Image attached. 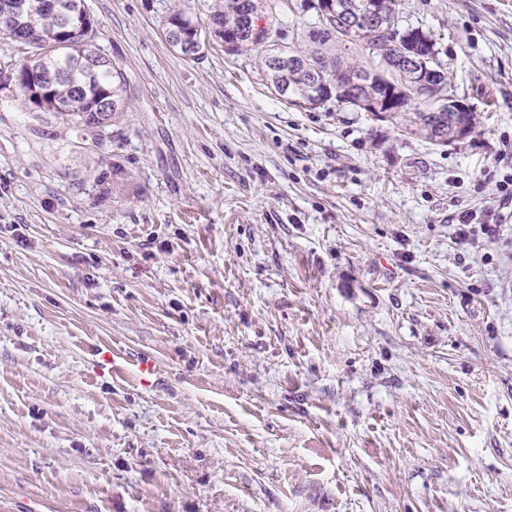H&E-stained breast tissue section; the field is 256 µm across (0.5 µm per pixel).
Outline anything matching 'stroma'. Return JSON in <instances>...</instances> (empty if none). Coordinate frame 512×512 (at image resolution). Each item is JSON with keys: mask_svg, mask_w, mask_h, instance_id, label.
Masks as SVG:
<instances>
[{"mask_svg": "<svg viewBox=\"0 0 512 512\" xmlns=\"http://www.w3.org/2000/svg\"><path fill=\"white\" fill-rule=\"evenodd\" d=\"M179 1L86 0L100 145L0 87V512H512V0H401L478 117L441 146L185 61Z\"/></svg>", "mask_w": 512, "mask_h": 512, "instance_id": "stroma-1", "label": "stroma"}]
</instances>
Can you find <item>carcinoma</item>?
<instances>
[{"label": "carcinoma", "instance_id": "carcinoma-1", "mask_svg": "<svg viewBox=\"0 0 512 512\" xmlns=\"http://www.w3.org/2000/svg\"><path fill=\"white\" fill-rule=\"evenodd\" d=\"M38 2L0 0L1 48L19 43L21 33L27 30L35 33L34 44L26 49L28 60L6 79L20 89L30 108L65 118L82 140L97 143L125 117L126 80L122 65L96 47L97 28L85 0H57V14L40 12L36 8ZM379 2L394 22L391 36L403 42L406 49L423 52L427 70L433 72L432 81L440 84L435 95L400 100V111L393 114L396 119L412 114L405 129L420 135L430 127L427 113L447 109L453 89L448 73L438 61L433 34L420 27L403 26L401 0ZM321 7L322 0L312 4L316 19L306 34L309 47L304 50L283 48V32L275 17H268L261 27L252 24V20L260 18L264 0H219L206 28L186 10L174 9L166 17L165 30L182 36L192 48V55L177 43L171 41L169 45L194 62L203 59L215 42L233 55L257 52V64L267 84L291 105L315 108L334 97L357 109V97L349 92L354 79L364 82L360 94L365 99L387 95V85L379 82L376 74L381 60L371 56L366 66L344 63L331 52L338 44L359 48L365 41L374 42V38L348 34L338 19L324 17ZM54 46L58 50L48 52ZM37 71L60 72L49 87L47 98L30 83L31 74Z\"/></svg>", "mask_w": 512, "mask_h": 512}]
</instances>
